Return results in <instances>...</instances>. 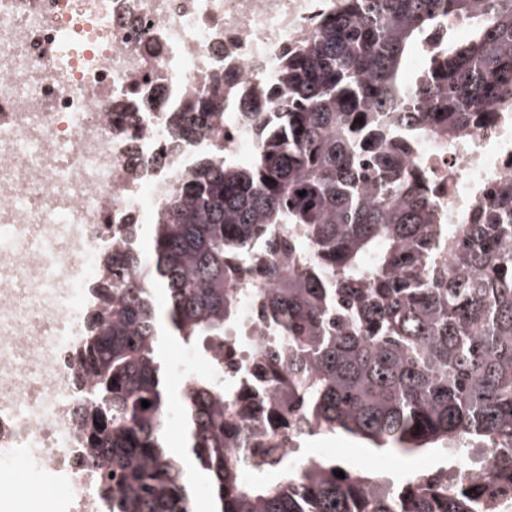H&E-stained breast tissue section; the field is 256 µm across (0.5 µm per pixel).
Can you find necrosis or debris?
<instances>
[{
  "label": "necrosis or debris",
  "mask_w": 512,
  "mask_h": 512,
  "mask_svg": "<svg viewBox=\"0 0 512 512\" xmlns=\"http://www.w3.org/2000/svg\"><path fill=\"white\" fill-rule=\"evenodd\" d=\"M334 0H0V447L36 448L58 474L52 495L72 512H105L78 449L81 374L74 347L98 303L102 255L137 244L128 224L154 223L165 195L220 148L254 152L288 46L311 38ZM220 99L206 114L218 136L173 140L170 131L200 90ZM391 165L428 191L439 224H484L512 197V100L496 101L454 137H395ZM39 240L32 250L30 240ZM246 334L223 348L187 349L171 361L180 387L222 376L232 400L263 407L271 395L259 365L265 337L244 301ZM266 446L311 464L317 428L298 415L264 420ZM502 450L468 448L432 477L449 492L493 496L512 512V471Z\"/></svg>",
  "instance_id": "necrosis-or-debris-1"
}]
</instances>
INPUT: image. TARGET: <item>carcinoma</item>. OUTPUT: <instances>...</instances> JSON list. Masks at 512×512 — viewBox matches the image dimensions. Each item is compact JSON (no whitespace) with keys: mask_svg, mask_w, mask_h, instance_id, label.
<instances>
[{"mask_svg":"<svg viewBox=\"0 0 512 512\" xmlns=\"http://www.w3.org/2000/svg\"><path fill=\"white\" fill-rule=\"evenodd\" d=\"M445 23L448 43L425 51ZM315 25L281 59L260 148L241 163L203 159L155 223L128 225L148 233L150 261L114 255L97 286L77 353L90 381L79 448L109 512H194L192 469L207 477L211 512H480L467 491L450 496L421 474L402 498L367 500L374 479L337 477L331 459L291 468L275 448L229 453L224 382L174 395L158 345L167 330L201 351L223 346L246 292L274 333L264 362L279 363L277 335L288 339V382L273 377L269 408L300 407L325 433L405 455L449 459L457 437L512 446V211L450 230L417 180L385 163L386 115L451 137L512 98V0H338ZM211 103L202 94L181 114L179 137L204 133ZM268 252L301 264L285 276ZM443 255L456 271L436 264ZM239 260L260 263L245 291L233 288ZM175 399L180 454L165 433Z\"/></svg>","mask_w":512,"mask_h":512,"instance_id":"cac0c4a2","label":"carcinoma"}]
</instances>
